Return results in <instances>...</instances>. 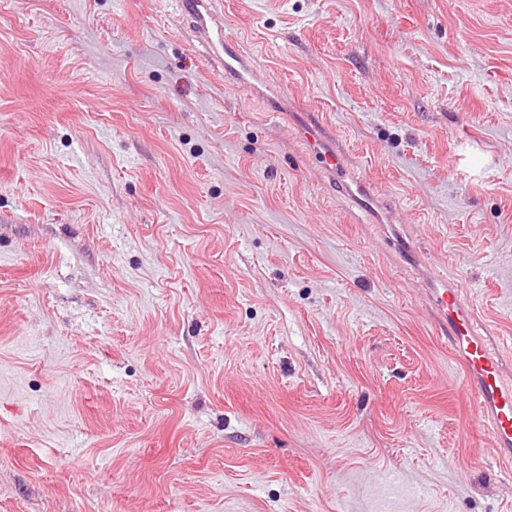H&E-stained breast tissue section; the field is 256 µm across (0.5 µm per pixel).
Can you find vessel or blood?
Segmentation results:
<instances>
[{
	"label": "vessel or blood",
	"mask_w": 512,
	"mask_h": 512,
	"mask_svg": "<svg viewBox=\"0 0 512 512\" xmlns=\"http://www.w3.org/2000/svg\"><path fill=\"white\" fill-rule=\"evenodd\" d=\"M220 0H181L182 10L199 42L209 48L210 60L223 68L225 78L249 86L258 80L239 42L224 34L218 15ZM305 138L311 153L336 180L344 196L369 200L370 183L356 176L340 148L327 147L315 130ZM431 316L463 365L460 389L477 417L488 427L498 455L512 460V379L485 339L477 334L479 313L463 290L447 275H434L428 292Z\"/></svg>",
	"instance_id": "b4317fda"
}]
</instances>
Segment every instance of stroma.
I'll return each instance as SVG.
<instances>
[{
  "mask_svg": "<svg viewBox=\"0 0 512 512\" xmlns=\"http://www.w3.org/2000/svg\"><path fill=\"white\" fill-rule=\"evenodd\" d=\"M223 3L265 84L177 0H0V512H512L427 299L512 376V0ZM221 4L220 0L181 1L190 28L198 41L211 50L209 59L216 66L224 68V78L251 86L259 78L258 69L251 64L238 41L224 36V23L218 15V5ZM309 129L305 132V138L311 153L336 180L343 195L348 198H359L372 207L373 200L369 194L370 182L364 177L356 176L340 148L327 147L322 137L316 135L315 129L310 126Z\"/></svg>",
  "mask_w": 512,
  "mask_h": 512,
  "instance_id": "stroma-1",
  "label": "stroma"
}]
</instances>
